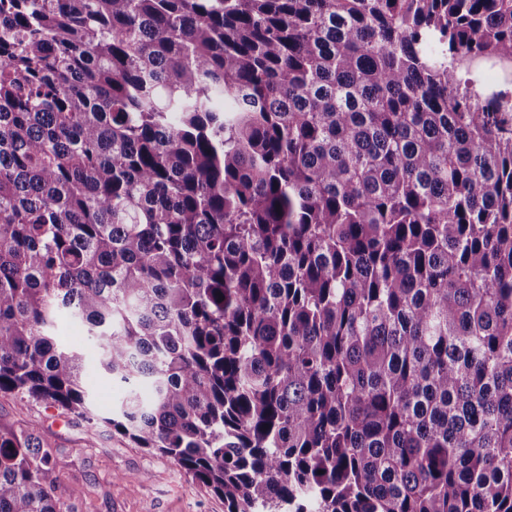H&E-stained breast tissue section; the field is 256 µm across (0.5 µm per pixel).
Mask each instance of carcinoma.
Instances as JSON below:
<instances>
[{"mask_svg": "<svg viewBox=\"0 0 512 512\" xmlns=\"http://www.w3.org/2000/svg\"><path fill=\"white\" fill-rule=\"evenodd\" d=\"M506 59L512 0H0V394L93 421L65 312L224 512H512ZM59 480L0 423V512Z\"/></svg>", "mask_w": 512, "mask_h": 512, "instance_id": "cac0c4a2", "label": "carcinoma"}]
</instances>
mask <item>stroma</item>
Wrapping results in <instances>:
<instances>
[{
  "label": "stroma",
  "mask_w": 512,
  "mask_h": 512,
  "mask_svg": "<svg viewBox=\"0 0 512 512\" xmlns=\"http://www.w3.org/2000/svg\"><path fill=\"white\" fill-rule=\"evenodd\" d=\"M57 341L83 354L93 422L21 394L0 395V421L36 425L56 450L60 485L56 495L63 512H224V503L185 476L172 458L133 447L108 422L122 399L123 388L96 371L92 342L83 326L61 315ZM149 479L134 483L135 475Z\"/></svg>",
  "instance_id": "1"
}]
</instances>
